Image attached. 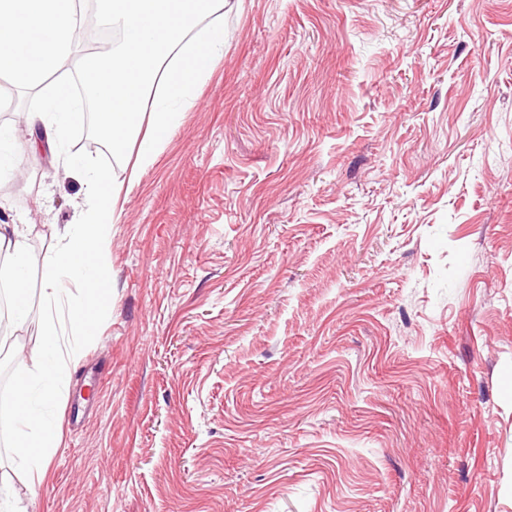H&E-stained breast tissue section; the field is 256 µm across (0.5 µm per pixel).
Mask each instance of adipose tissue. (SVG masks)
Masks as SVG:
<instances>
[{
  "label": "adipose tissue",
  "instance_id": "obj_1",
  "mask_svg": "<svg viewBox=\"0 0 512 512\" xmlns=\"http://www.w3.org/2000/svg\"><path fill=\"white\" fill-rule=\"evenodd\" d=\"M85 6L86 0H0V76L37 92L40 107L29 115V130L44 136L50 150L61 152L89 102L113 159L126 160L136 151L134 169L145 171L224 55V0H96L99 24L121 31L123 39L110 55H79L84 92L77 95L53 76L77 55ZM61 162L82 172L84 208L78 223L59 234L42 258L48 313L40 372L0 398L11 412L14 461L35 487L46 479L59 442L47 409L63 396L79 356L76 348H62L61 338L68 329L86 338L96 335L111 308L105 255L123 190L121 182L83 162L66 156ZM28 278L27 237L20 227L1 224L0 285L17 327L31 310Z\"/></svg>",
  "mask_w": 512,
  "mask_h": 512
}]
</instances>
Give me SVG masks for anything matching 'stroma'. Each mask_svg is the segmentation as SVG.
I'll return each mask as SVG.
<instances>
[{"instance_id": "1", "label": "stroma", "mask_w": 512, "mask_h": 512, "mask_svg": "<svg viewBox=\"0 0 512 512\" xmlns=\"http://www.w3.org/2000/svg\"><path fill=\"white\" fill-rule=\"evenodd\" d=\"M37 106L0 77L20 148ZM84 203L48 151L0 175L31 254L0 394L40 368L41 259ZM120 204L41 486L0 409L14 512H512V0H226Z\"/></svg>"}]
</instances>
